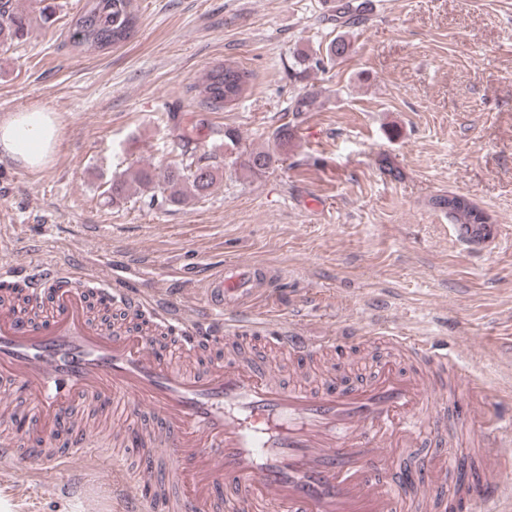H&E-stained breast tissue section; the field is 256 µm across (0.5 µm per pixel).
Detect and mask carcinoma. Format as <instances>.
<instances>
[{
  "label": "carcinoma",
  "mask_w": 512,
  "mask_h": 512,
  "mask_svg": "<svg viewBox=\"0 0 512 512\" xmlns=\"http://www.w3.org/2000/svg\"><path fill=\"white\" fill-rule=\"evenodd\" d=\"M56 0H31L28 8L13 5L5 0L0 8V45H14L24 41L33 24H49L56 13ZM367 5L363 2L336 5V21L342 27H355L367 20ZM137 16L132 0H86L82 10L71 21L69 39L72 44L86 51L103 50L129 40L135 32ZM351 53V43L343 35L333 38L325 48V55L311 58L302 55L298 64L304 69L324 70L326 66L346 58ZM252 74L233 61L226 60L213 66L194 85L200 102L215 110L242 98L247 91ZM314 98L308 94L296 96L289 105L292 120L279 125L273 132V148L240 149V138L232 130L224 131V148L237 157H246L245 166L251 173L269 169L280 159L281 152L291 147L294 139V121L311 110ZM219 167L210 156L191 158L186 164L168 166L162 171L136 168L112 180L108 193L116 203L126 196L130 186L142 196L155 200L162 197L168 202L187 205L194 199L206 196L216 183ZM433 205L448 211V220L466 229L476 223L480 206L471 201L448 204V197L439 196Z\"/></svg>",
  "instance_id": "1"
}]
</instances>
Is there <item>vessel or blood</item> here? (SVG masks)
Segmentation results:
<instances>
[{
	"instance_id": "obj_1",
	"label": "vessel or blood",
	"mask_w": 512,
	"mask_h": 512,
	"mask_svg": "<svg viewBox=\"0 0 512 512\" xmlns=\"http://www.w3.org/2000/svg\"><path fill=\"white\" fill-rule=\"evenodd\" d=\"M270 284L257 267L229 266L208 277L201 303L188 308L64 262L1 270L0 286L22 288L27 307L0 306V384L20 393L31 414L22 438L0 444V469L24 455L46 466L111 462L114 512H269L273 503L284 512H455L462 501L499 512L512 496V460L499 449L512 435L488 394L471 406L487 425L477 441L486 470L479 481L443 487L432 468L414 487L393 471L394 463L457 447L466 433L448 420L464 386L449 383L447 356L424 337L392 339L417 370L388 360L368 382L340 388L282 382L251 353L178 368L153 346L152 330L90 317L92 298L120 303L191 353L236 338L248 315L243 300ZM268 341L303 365L329 339L283 320ZM117 400L127 419L144 410L153 418L145 467L130 468L120 449L91 445L85 405Z\"/></svg>"
}]
</instances>
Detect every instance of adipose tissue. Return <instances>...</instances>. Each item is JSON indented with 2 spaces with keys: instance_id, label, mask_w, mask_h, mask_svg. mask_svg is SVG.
Masks as SVG:
<instances>
[{
  "instance_id": "adipose-tissue-1",
  "label": "adipose tissue",
  "mask_w": 512,
  "mask_h": 512,
  "mask_svg": "<svg viewBox=\"0 0 512 512\" xmlns=\"http://www.w3.org/2000/svg\"><path fill=\"white\" fill-rule=\"evenodd\" d=\"M58 130L51 112L33 108L0 120V156L36 169L52 156Z\"/></svg>"
}]
</instances>
